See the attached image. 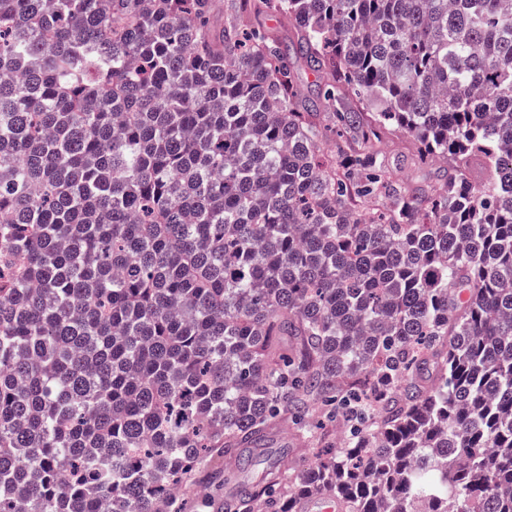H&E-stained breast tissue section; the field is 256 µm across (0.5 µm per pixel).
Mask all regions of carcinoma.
Listing matches in <instances>:
<instances>
[{
  "instance_id": "1",
  "label": "carcinoma",
  "mask_w": 512,
  "mask_h": 512,
  "mask_svg": "<svg viewBox=\"0 0 512 512\" xmlns=\"http://www.w3.org/2000/svg\"><path fill=\"white\" fill-rule=\"evenodd\" d=\"M212 4L0 0V512H512V0ZM298 84L302 93L307 97L311 105L321 108L323 103V84L303 64L297 63ZM382 150L386 163L396 177L411 186H428L436 182L439 170L421 166L412 154L408 140L400 132L390 129L384 135ZM291 422L284 425L279 436L274 440L272 448H268L263 456L253 459L242 472L237 474V481L254 480L263 475L268 469H282L283 467L307 468L315 461L316 446L310 444L301 447L294 436ZM201 476L195 475L178 493V503L183 512H216L209 508L210 504L198 498L197 489Z\"/></svg>"
}]
</instances>
